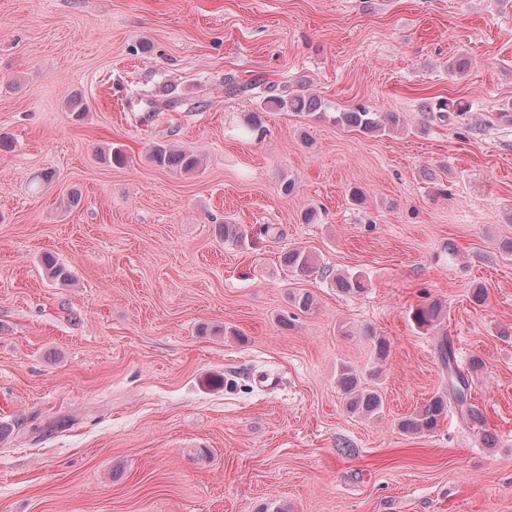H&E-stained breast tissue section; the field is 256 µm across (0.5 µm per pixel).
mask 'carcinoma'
Masks as SVG:
<instances>
[{
    "label": "carcinoma",
    "instance_id": "1",
    "mask_svg": "<svg viewBox=\"0 0 512 512\" xmlns=\"http://www.w3.org/2000/svg\"><path fill=\"white\" fill-rule=\"evenodd\" d=\"M261 86L255 80L250 83H239L230 75L224 76V90L229 95L251 92ZM270 91L264 98V106L270 110L283 112H311L320 107L318 98L311 95L304 86L291 92L288 96H281ZM471 104L467 101L439 99L429 111L444 120L450 113H464L469 111ZM336 122L356 128L366 133L384 132L400 124V116L395 113L373 112L366 107H359L350 112H340L336 115ZM149 158L160 168L176 167L190 172L199 167V158L184 151H177L169 145L156 144L153 146ZM283 262L291 270L302 275L313 271V260L307 249H293L283 256ZM336 286L349 295H359L366 290L365 281L361 276L353 273L336 277ZM442 320V309L435 302L425 303L416 307L412 312V321L420 328L427 330L436 326ZM437 354L441 366L448 372V393L431 397L417 412L405 417L399 422L400 429L408 434H423L436 431L448 414V403H453L461 415L476 425L485 422L480 409L470 402L469 381L458 364L455 349L448 335H442L437 345ZM340 388L346 394L347 408L350 412L362 416L375 417L382 413L383 401L381 395L374 389H368L360 384L357 374L348 368L341 371L338 379Z\"/></svg>",
    "mask_w": 512,
    "mask_h": 512
}]
</instances>
